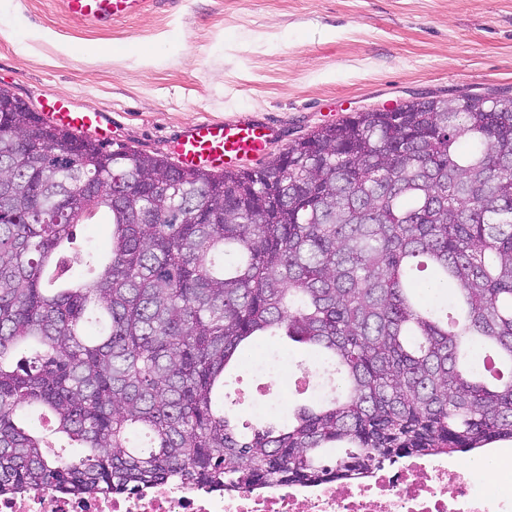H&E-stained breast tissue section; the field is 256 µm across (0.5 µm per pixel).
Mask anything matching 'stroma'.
Here are the masks:
<instances>
[{
	"label": "stroma",
	"instance_id": "obj_1",
	"mask_svg": "<svg viewBox=\"0 0 512 512\" xmlns=\"http://www.w3.org/2000/svg\"><path fill=\"white\" fill-rule=\"evenodd\" d=\"M0 87L109 113L94 136L171 154L200 120L273 126L260 168L315 127L427 96L512 88V0H163L107 26L60 0H0ZM274 372L235 371L243 420L300 402Z\"/></svg>",
	"mask_w": 512,
	"mask_h": 512
}]
</instances>
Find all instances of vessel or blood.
I'll return each mask as SVG.
<instances>
[{"instance_id": "1", "label": "vessel or blood", "mask_w": 512, "mask_h": 512, "mask_svg": "<svg viewBox=\"0 0 512 512\" xmlns=\"http://www.w3.org/2000/svg\"><path fill=\"white\" fill-rule=\"evenodd\" d=\"M149 0H61L73 20L107 25L113 19L139 12ZM68 95L56 93L50 98L61 125L72 128L100 126V112H73ZM270 127L250 119L205 120L193 124L175 142L173 149L182 165L224 169L243 157L265 152L271 139Z\"/></svg>"}]
</instances>
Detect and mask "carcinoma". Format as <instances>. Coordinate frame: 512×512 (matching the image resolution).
<instances>
[{"label": "carcinoma", "mask_w": 512, "mask_h": 512, "mask_svg": "<svg viewBox=\"0 0 512 512\" xmlns=\"http://www.w3.org/2000/svg\"><path fill=\"white\" fill-rule=\"evenodd\" d=\"M507 93L367 109L209 171L1 88L0 495L304 485L512 440ZM100 213L106 254L73 233ZM261 336L341 382L243 431L224 379Z\"/></svg>", "instance_id": "cac0c4a2"}]
</instances>
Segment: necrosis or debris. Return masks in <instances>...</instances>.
I'll use <instances>...</instances> for the list:
<instances>
[{"label":"necrosis or debris","instance_id":"1","mask_svg":"<svg viewBox=\"0 0 512 512\" xmlns=\"http://www.w3.org/2000/svg\"><path fill=\"white\" fill-rule=\"evenodd\" d=\"M0 512H512V472L412 459L394 471L352 474L340 484L228 490L171 482L138 493L4 494Z\"/></svg>","mask_w":512,"mask_h":512}]
</instances>
